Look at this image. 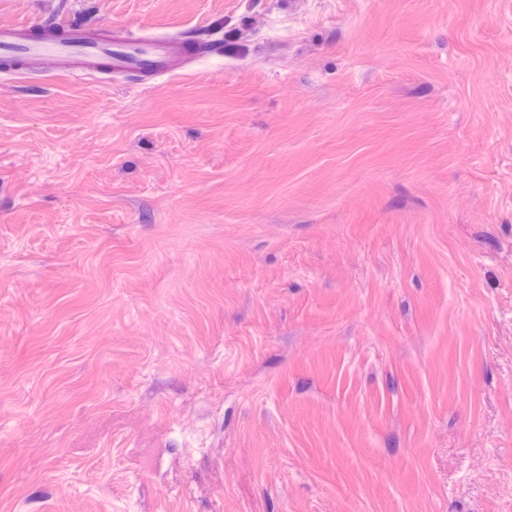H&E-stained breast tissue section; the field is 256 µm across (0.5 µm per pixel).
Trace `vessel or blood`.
I'll list each match as a JSON object with an SVG mask.
<instances>
[{
	"instance_id": "1",
	"label": "vessel or blood",
	"mask_w": 512,
	"mask_h": 512,
	"mask_svg": "<svg viewBox=\"0 0 512 512\" xmlns=\"http://www.w3.org/2000/svg\"><path fill=\"white\" fill-rule=\"evenodd\" d=\"M187 54L179 41L127 33L107 37L70 22L60 31L34 38L27 25L0 27V75L30 72L68 77L138 72L148 77L177 76Z\"/></svg>"
}]
</instances>
